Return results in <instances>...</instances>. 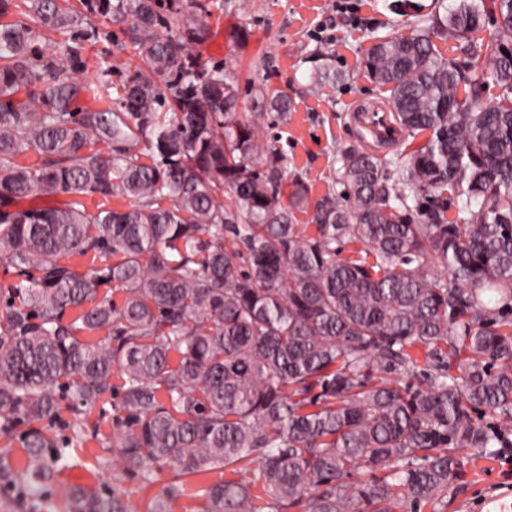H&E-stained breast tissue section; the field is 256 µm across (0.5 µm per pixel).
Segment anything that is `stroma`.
<instances>
[{
	"mask_svg": "<svg viewBox=\"0 0 512 512\" xmlns=\"http://www.w3.org/2000/svg\"><path fill=\"white\" fill-rule=\"evenodd\" d=\"M207 20L213 39L201 48L220 62L238 85L237 109L261 130L277 137L288 157L289 176L304 178L312 199L339 193L336 157L351 143L393 157L408 142L400 136L382 143L362 130L353 108L388 97L366 74L365 60L376 37L411 34L418 13H434L435 0H211ZM249 32L239 40L238 30ZM287 95L291 110L275 120L272 94ZM60 482L107 486L131 512H149L154 495L169 480L168 471L145 486L113 462L97 442L72 444ZM512 483V453L476 458L464 478L449 482L447 507L423 512H460L461 502L478 497L485 486Z\"/></svg>",
	"mask_w": 512,
	"mask_h": 512,
	"instance_id": "obj_1",
	"label": "stroma"
}]
</instances>
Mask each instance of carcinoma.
Segmentation results:
<instances>
[{
    "label": "carcinoma",
    "instance_id": "carcinoma-1",
    "mask_svg": "<svg viewBox=\"0 0 512 512\" xmlns=\"http://www.w3.org/2000/svg\"><path fill=\"white\" fill-rule=\"evenodd\" d=\"M208 8L0 0V263L16 276L0 289V433L25 453L0 451V489L53 486L60 412L87 442L98 406L126 475L173 472L151 512L202 473L204 512L441 504L463 450L512 449V0H460L378 40L366 72L427 139L396 160L350 144L342 194L313 201L297 176L286 203L288 156L236 111L224 64L201 61ZM487 18L494 36L474 38ZM103 22L143 61L117 85L108 49L85 78L86 45L112 42ZM435 38L464 40L467 60ZM65 496L129 512L99 487Z\"/></svg>",
    "mask_w": 512,
    "mask_h": 512
}]
</instances>
